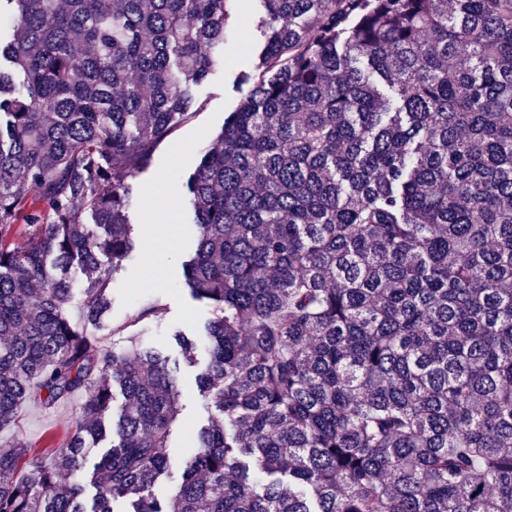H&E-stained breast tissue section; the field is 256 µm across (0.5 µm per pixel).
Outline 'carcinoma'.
I'll use <instances>...</instances> for the list:
<instances>
[{"label":"carcinoma","mask_w":512,"mask_h":512,"mask_svg":"<svg viewBox=\"0 0 512 512\" xmlns=\"http://www.w3.org/2000/svg\"><path fill=\"white\" fill-rule=\"evenodd\" d=\"M229 2L0 0V429L87 396L61 444L0 453V512H512V0H261L258 78L187 180L214 417L153 493L177 366L68 309L105 329L130 180ZM116 388L88 509L67 477Z\"/></svg>","instance_id":"carcinoma-1"}]
</instances>
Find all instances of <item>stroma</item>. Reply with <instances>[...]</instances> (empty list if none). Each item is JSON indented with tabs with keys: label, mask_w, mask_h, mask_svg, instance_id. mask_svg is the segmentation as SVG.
<instances>
[{
	"label": "stroma",
	"mask_w": 512,
	"mask_h": 512,
	"mask_svg": "<svg viewBox=\"0 0 512 512\" xmlns=\"http://www.w3.org/2000/svg\"><path fill=\"white\" fill-rule=\"evenodd\" d=\"M255 56L243 31L228 26L225 31L223 66L217 67L194 89L195 105L174 130L170 139L155 152L152 166L132 182L134 203L129 221L137 233V246L112 274V309L109 327L100 331L103 345H111L112 329L137 337L147 347L168 346L173 331L200 335L210 318L208 306L179 285L184 278V261L192 248V227L186 222L181 176L190 174L201 156L250 90L242 74L253 72ZM159 305V316L142 317L141 311ZM206 360L198 350L196 365L181 363L179 414L174 422L167 451L175 460L189 458L195 451L193 430L206 426L211 418L200 392L198 375ZM84 395L47 408L25 405L18 426L0 429V452L17 443L35 448L49 440H62L79 415Z\"/></svg>",
	"instance_id": "obj_1"
}]
</instances>
